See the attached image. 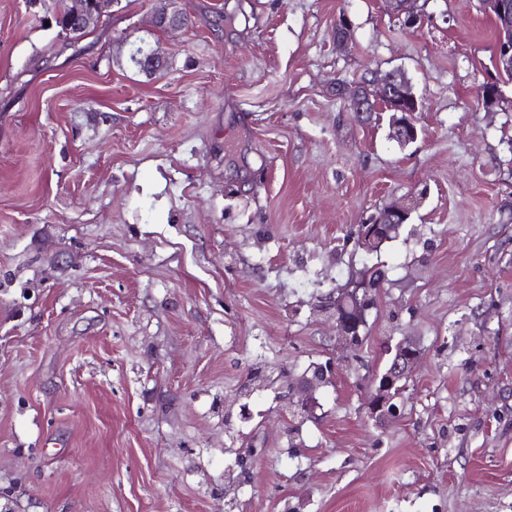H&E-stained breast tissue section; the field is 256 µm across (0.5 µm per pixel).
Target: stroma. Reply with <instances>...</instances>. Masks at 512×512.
I'll use <instances>...</instances> for the list:
<instances>
[{
  "label": "stroma",
  "mask_w": 512,
  "mask_h": 512,
  "mask_svg": "<svg viewBox=\"0 0 512 512\" xmlns=\"http://www.w3.org/2000/svg\"><path fill=\"white\" fill-rule=\"evenodd\" d=\"M417 8L116 0L73 43L0 0V512H512V83L483 104L478 0ZM391 69L423 104L406 146L336 96ZM416 193L342 345L316 299ZM326 361L314 408L289 405ZM410 212V205L402 202L380 210L368 224H360L356 239L358 249L368 254L377 252L382 244L399 233L401 226L409 219ZM419 358L417 343L404 338L395 347L391 363L383 374L373 379V391L368 401V412L378 422L393 421L399 416L394 400L399 396L402 381H407L410 371Z\"/></svg>",
  "instance_id": "1"
}]
</instances>
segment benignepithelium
<instances>
[{
  "mask_svg": "<svg viewBox=\"0 0 512 512\" xmlns=\"http://www.w3.org/2000/svg\"><path fill=\"white\" fill-rule=\"evenodd\" d=\"M68 5L57 12L59 16H68L78 22L85 30L94 27L105 10L114 4V0H67ZM390 9L397 15H405L406 22L414 25L421 21L422 15L414 10L416 0H387ZM485 11L497 17L501 26L512 29V5L508 0H481ZM186 19L179 14H170L161 8L154 14V25L158 28H180ZM495 64L498 69H512V43H499L494 51ZM137 67L148 76L156 75L164 69V61L153 51H147L134 57ZM336 96L343 99L347 108L357 114L371 113L383 106L393 112L391 137L401 144L417 141V112L421 101L412 87L402 79L397 70L385 71L375 79L348 91L344 86L336 88ZM411 207L402 202L390 205L372 216L367 224L359 225L356 239L358 249L372 254L382 244L399 233L403 224L409 219ZM369 280L361 278L351 282L349 287L337 296H332L319 303V307L333 306L331 317L335 323L336 336L349 345H354L360 336L357 319L365 316L367 307L372 302ZM419 358L417 343L405 338L395 347V354L385 372L373 379V391L368 401V412L378 422L393 421L399 416L395 403L400 383L409 378L410 371ZM325 375L315 371L312 375L303 374L290 383V400L297 402L302 409L314 407L313 392L324 383Z\"/></svg>",
  "mask_w": 512,
  "mask_h": 512,
  "instance_id": "7a95c632",
  "label": "benign epithelium"
}]
</instances>
